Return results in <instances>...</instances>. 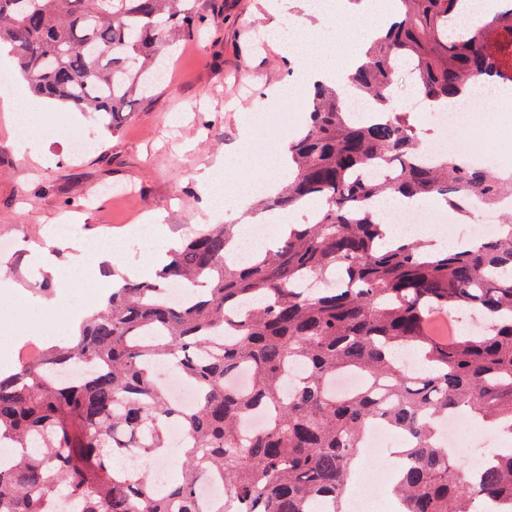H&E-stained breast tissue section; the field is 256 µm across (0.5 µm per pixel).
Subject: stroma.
<instances>
[{
    "label": "stroma",
    "instance_id": "obj_1",
    "mask_svg": "<svg viewBox=\"0 0 512 512\" xmlns=\"http://www.w3.org/2000/svg\"><path fill=\"white\" fill-rule=\"evenodd\" d=\"M205 15L200 38L162 46L168 61L164 81L139 98L120 129L109 134L93 117L34 96L23 81L13 95L22 122L0 116V354H12L28 332L44 323L46 304L61 298L71 309L109 290L112 279L93 269L75 270L69 241L88 240L115 248L121 264L134 267L161 244L135 237L147 212L159 214L180 245L210 224H243L232 203L215 210L206 200L204 175L220 167L224 178H257L243 157L267 144L270 132L254 113L275 115L279 101L306 99L280 54V38L266 32L271 17L265 0H197ZM355 24L320 26V39L303 53L311 64L333 67L336 49ZM88 138L81 152L60 139L44 138L50 120ZM66 225L53 272L29 260L31 245L43 243L49 228ZM23 295H16L15 286Z\"/></svg>",
    "mask_w": 512,
    "mask_h": 512
}]
</instances>
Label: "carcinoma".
Segmentation results:
<instances>
[{"mask_svg":"<svg viewBox=\"0 0 512 512\" xmlns=\"http://www.w3.org/2000/svg\"><path fill=\"white\" fill-rule=\"evenodd\" d=\"M402 19L369 47L352 84L371 103L355 119L335 88L313 87L307 118L288 142L286 184L262 210L322 204L247 262H227L235 225L213 224L169 253L158 280H124L83 320L74 342L0 375V443L15 448L0 470V512H198L196 478H224L220 512H344L362 433L380 421L408 438L393 486L401 512H482L493 498L512 512V451L494 450L469 494L463 467L440 447L448 416L469 411L512 437V218L490 239L434 254L414 239H387L368 205L389 194L441 196L463 213L512 195V174L453 156L427 158L409 113L392 107L393 75L409 67L426 101L480 79L512 83V6L482 29L455 24L465 0H400ZM194 0H0V47H10L32 92L118 129L160 71L158 52L195 38ZM92 43L99 54L86 58ZM337 288L310 292L308 278ZM205 284L171 302L161 282ZM482 314L481 333L445 334L436 316ZM166 362L196 384L185 408L154 381ZM299 365L294 392L282 372ZM245 391L224 385L241 368ZM356 372L366 386L338 396L330 383ZM264 411L268 426L240 421ZM178 425L193 451L162 487L126 465L129 451L161 455Z\"/></svg>","mask_w":512,"mask_h":512,"instance_id":"1","label":"carcinoma"}]
</instances>
